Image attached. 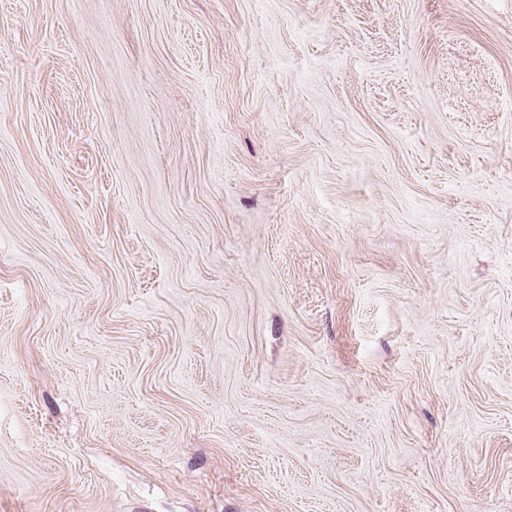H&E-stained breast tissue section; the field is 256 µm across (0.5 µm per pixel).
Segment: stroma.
Returning a JSON list of instances; mask_svg holds the SVG:
<instances>
[{
	"instance_id": "obj_1",
	"label": "stroma",
	"mask_w": 512,
	"mask_h": 512,
	"mask_svg": "<svg viewBox=\"0 0 512 512\" xmlns=\"http://www.w3.org/2000/svg\"><path fill=\"white\" fill-rule=\"evenodd\" d=\"M0 512H512V0H0Z\"/></svg>"
}]
</instances>
